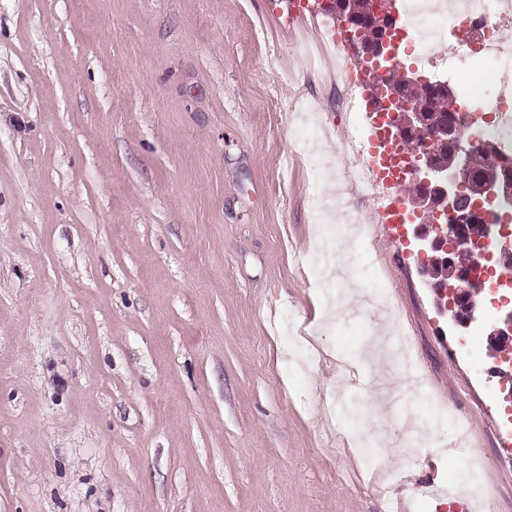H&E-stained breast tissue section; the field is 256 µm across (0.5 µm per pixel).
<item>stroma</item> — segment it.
Returning a JSON list of instances; mask_svg holds the SVG:
<instances>
[{
    "instance_id": "stroma-1",
    "label": "stroma",
    "mask_w": 512,
    "mask_h": 512,
    "mask_svg": "<svg viewBox=\"0 0 512 512\" xmlns=\"http://www.w3.org/2000/svg\"><path fill=\"white\" fill-rule=\"evenodd\" d=\"M284 0H0V512H460L451 406L512 512L487 335L439 314L396 225L320 324L319 155L361 124L282 35ZM315 101L320 132L291 114ZM430 379L412 411L369 336ZM484 403L475 412L474 399ZM388 455L396 481L373 462ZM406 334L399 331L395 336L391 359L398 367L410 376L419 373V365L415 358L410 356ZM423 429H413L405 439L402 445V455L406 463L411 464L415 462L416 448H419V444L425 440L429 435H433L436 432L430 423V421H421ZM427 430L426 435H422L423 430Z\"/></svg>"
}]
</instances>
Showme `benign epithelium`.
I'll return each mask as SVG.
<instances>
[{"instance_id": "obj_1", "label": "benign epithelium", "mask_w": 512, "mask_h": 512, "mask_svg": "<svg viewBox=\"0 0 512 512\" xmlns=\"http://www.w3.org/2000/svg\"><path fill=\"white\" fill-rule=\"evenodd\" d=\"M323 13L347 32L349 43L358 59L375 62V78L367 84L370 114L377 116L375 136L396 151L395 162L401 171L411 173L418 197L407 201L409 223L417 225L414 239L418 251L430 255L420 270L435 295L439 310L451 312L456 323L477 319L476 297L491 287L480 268L468 262L459 264L457 257L474 254L479 248L486 225L477 214L481 199L499 200L512 205V159L498 158L487 168L476 170L475 162L483 152L479 140L462 142L456 137L459 119L451 115L436 123L410 101L387 91L389 61L397 44V15L382 8L380 0H320ZM417 139L412 153L403 151L407 135ZM451 149L448 162L440 160L443 147ZM448 267L452 283L435 279L432 265ZM489 351L495 359L491 373L501 378L512 375V310L502 323L491 327Z\"/></svg>"}]
</instances>
